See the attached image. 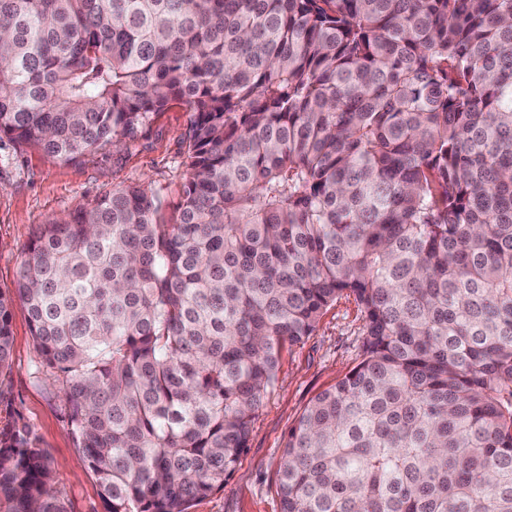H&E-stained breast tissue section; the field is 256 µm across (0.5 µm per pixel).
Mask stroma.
<instances>
[{
    "instance_id": "stroma-1",
    "label": "stroma",
    "mask_w": 512,
    "mask_h": 512,
    "mask_svg": "<svg viewBox=\"0 0 512 512\" xmlns=\"http://www.w3.org/2000/svg\"><path fill=\"white\" fill-rule=\"evenodd\" d=\"M192 115L180 104L151 118L137 139L73 162L47 159L34 149L0 140V288L13 287L32 230L53 215L116 187L148 183L158 189L168 218H176L185 183L183 151ZM12 366L0 388V430L23 416L49 454L68 512H106L98 482L70 432L57 387L39 373L29 315L12 312ZM363 322L342 300L323 315L317 331L284 351L278 385L260 411L247 450L224 488L196 501L191 512H280L276 472L288 428L318 392L334 385L359 361Z\"/></svg>"
}]
</instances>
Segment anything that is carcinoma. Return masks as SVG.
Returning <instances> with one entry per match:
<instances>
[{
    "instance_id": "carcinoma-1",
    "label": "carcinoma",
    "mask_w": 512,
    "mask_h": 512,
    "mask_svg": "<svg viewBox=\"0 0 512 512\" xmlns=\"http://www.w3.org/2000/svg\"><path fill=\"white\" fill-rule=\"evenodd\" d=\"M174 103L177 220L142 184L38 225L0 384L19 300L107 512H190L345 299L280 512H512V0H0V136L69 161ZM0 512H68L21 417Z\"/></svg>"
}]
</instances>
